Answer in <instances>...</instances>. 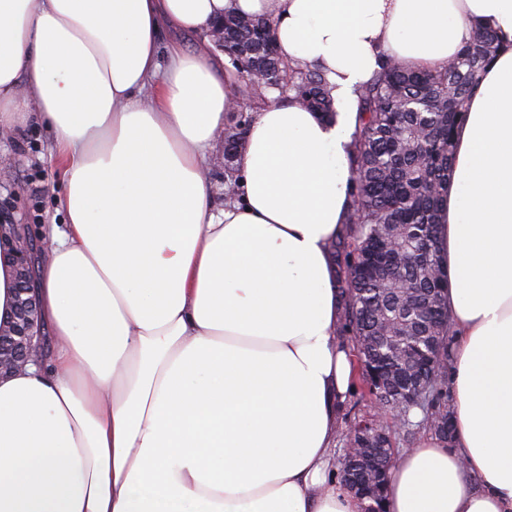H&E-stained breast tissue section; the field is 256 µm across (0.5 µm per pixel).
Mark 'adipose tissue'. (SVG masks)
I'll return each mask as SVG.
<instances>
[{
    "label": "adipose tissue",
    "instance_id": "1",
    "mask_svg": "<svg viewBox=\"0 0 512 512\" xmlns=\"http://www.w3.org/2000/svg\"><path fill=\"white\" fill-rule=\"evenodd\" d=\"M232 11L317 67L338 115L256 112L218 208L206 150L239 103L208 32ZM165 24L201 45L159 63ZM483 28L500 49L438 206L454 440L399 457L386 512H512V0H0V132L49 127L67 217L33 275L50 346L0 377V512H361L329 477L356 91L389 58L439 69ZM12 258L0 228L2 324Z\"/></svg>",
    "mask_w": 512,
    "mask_h": 512
}]
</instances>
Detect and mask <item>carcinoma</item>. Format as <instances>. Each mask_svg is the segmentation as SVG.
I'll list each match as a JSON object with an SVG mask.
<instances>
[{
  "label": "carcinoma",
  "mask_w": 512,
  "mask_h": 512,
  "mask_svg": "<svg viewBox=\"0 0 512 512\" xmlns=\"http://www.w3.org/2000/svg\"><path fill=\"white\" fill-rule=\"evenodd\" d=\"M225 41L266 69L278 61L271 24L225 16ZM499 49L479 30L448 65L411 70L388 59L359 93V122L350 143L351 202L330 248L342 301L339 339L353 342L352 371L364 396L384 415L350 423L341 482L375 477L364 449L394 447L387 419L426 426L452 441L447 370L452 329L442 295L446 271L437 249L438 205L453 185L454 131L472 91ZM239 92L257 103L294 95L327 119L335 117L323 75L306 63L280 69L271 86L239 73ZM422 419L413 422V410Z\"/></svg>",
  "instance_id": "obj_1"
}]
</instances>
